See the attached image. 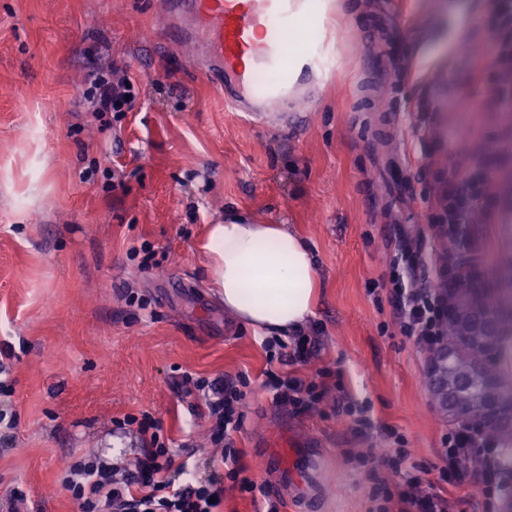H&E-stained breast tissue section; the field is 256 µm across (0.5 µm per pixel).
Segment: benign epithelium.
Segmentation results:
<instances>
[{
  "label": "benign epithelium",
  "instance_id": "obj_1",
  "mask_svg": "<svg viewBox=\"0 0 512 512\" xmlns=\"http://www.w3.org/2000/svg\"><path fill=\"white\" fill-rule=\"evenodd\" d=\"M476 293L484 297L479 305L464 314L450 312L449 321L456 329V338L431 352L428 388L438 411L448 419L472 422L509 438L512 402L506 404L486 393L493 380L486 375L484 364L474 361L472 353L481 350L488 361H494L502 336L512 328V322L506 319L512 309L492 302L486 288L462 289L456 304L465 301L466 295Z\"/></svg>",
  "mask_w": 512,
  "mask_h": 512
}]
</instances>
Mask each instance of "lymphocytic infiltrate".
I'll list each match as a JSON object with an SVG mask.
<instances>
[{
    "label": "lymphocytic infiltrate",
    "mask_w": 512,
    "mask_h": 512,
    "mask_svg": "<svg viewBox=\"0 0 512 512\" xmlns=\"http://www.w3.org/2000/svg\"><path fill=\"white\" fill-rule=\"evenodd\" d=\"M491 26L496 43L492 63L503 76H512V0H493ZM131 79L115 77L111 68L93 74L84 91L94 115H123L134 95ZM488 178L471 170L451 173L433 204L431 229L445 241L440 252L425 250L423 242L400 238L394 245L388 273L380 280L394 306V318L402 335L424 350L443 339V326L454 304L455 290L464 284L458 256L467 241V229L475 213L489 214ZM185 395L201 394L211 422L210 441L218 453L210 459L213 469L238 474V456L229 448L232 432L242 423L240 405L244 392L234 381L222 382L184 376ZM278 405L305 410L321 398L316 382L288 373L269 383ZM115 429L134 431L141 445L132 461L105 462L97 456L67 465L62 484L71 493L78 512H219L224 490L216 478H197L187 461L177 460L159 435L160 426L150 415L113 419ZM503 451L496 441L464 428L449 430L443 439L440 479L454 487L472 468H481L485 480H500ZM383 466L402 480L398 512H453V500L435 487H423L417 463L407 448H397L383 458Z\"/></svg>",
    "instance_id": "f902f5d3"
}]
</instances>
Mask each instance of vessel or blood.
<instances>
[{
    "mask_svg": "<svg viewBox=\"0 0 512 512\" xmlns=\"http://www.w3.org/2000/svg\"><path fill=\"white\" fill-rule=\"evenodd\" d=\"M309 5L310 0H169L167 11L200 18L190 35L205 47L209 67L238 78L225 93L226 106L245 113L248 122L262 123L283 99L298 95L300 77L321 66L314 51L289 57L282 38L288 26L307 19ZM256 454L274 489L288 491L296 503L309 499L312 475L323 461L319 441L280 422L257 441Z\"/></svg>",
    "mask_w": 512,
    "mask_h": 512,
    "instance_id": "obj_1",
    "label": "vessel or blood"
}]
</instances>
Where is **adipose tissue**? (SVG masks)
Segmentation results:
<instances>
[{
	"label": "adipose tissue",
	"mask_w": 512,
	"mask_h": 512,
	"mask_svg": "<svg viewBox=\"0 0 512 512\" xmlns=\"http://www.w3.org/2000/svg\"><path fill=\"white\" fill-rule=\"evenodd\" d=\"M203 249L225 310L255 331L285 339L314 318L322 286L317 259L285 225L234 215L211 225Z\"/></svg>",
	"instance_id": "obj_1"
}]
</instances>
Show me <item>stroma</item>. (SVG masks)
Instances as JSON below:
<instances>
[{
    "label": "stroma",
    "instance_id": "1",
    "mask_svg": "<svg viewBox=\"0 0 512 512\" xmlns=\"http://www.w3.org/2000/svg\"><path fill=\"white\" fill-rule=\"evenodd\" d=\"M491 12L492 0H329L323 28L302 22L285 38L327 42L341 78L310 79L305 100L289 102L302 124L247 125L225 108L222 79L202 73L200 48L165 43L162 0H0V351L14 355L0 411L17 423L0 432V512L12 487L26 512H75L64 462L134 456V434L112 430L127 414L150 413L166 446L192 449L209 477L206 408L183 395L186 373L246 375L224 512H256L270 494L253 444L280 411L267 383L287 368L225 311L200 248L232 212L286 225L317 257L322 288L305 332L318 351L294 371L311 380L327 369L343 385L288 415L325 445L322 512H375L354 456L393 432L421 477L436 479L450 424L431 406L426 353L373 284L399 230L429 235L440 179L479 168L493 215L472 226L466 270L512 294V110L490 105ZM139 31L149 39L135 40ZM110 65L136 98L105 124L83 89ZM463 127L464 149L453 138ZM146 242L161 266L132 257ZM350 403L369 408L371 435L344 414ZM484 488L466 473L451 491L455 512H498Z\"/></svg>",
    "mask_w": 512,
    "mask_h": 512
}]
</instances>
